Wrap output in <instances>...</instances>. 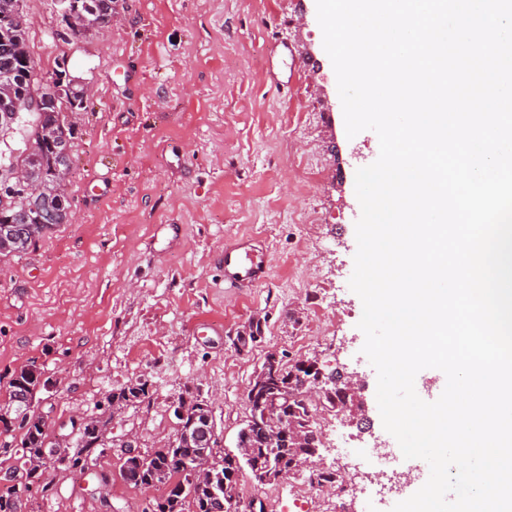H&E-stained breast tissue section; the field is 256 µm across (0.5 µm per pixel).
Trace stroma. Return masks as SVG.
Returning a JSON list of instances; mask_svg holds the SVG:
<instances>
[{"label": "stroma", "instance_id": "1", "mask_svg": "<svg viewBox=\"0 0 512 512\" xmlns=\"http://www.w3.org/2000/svg\"><path fill=\"white\" fill-rule=\"evenodd\" d=\"M24 9L41 77L67 63L90 94L72 117V222L0 258V404L27 365L49 380L35 408L53 432L101 414L130 383L149 387L108 424L115 449L90 472L46 463L54 493L32 492L26 512H142L160 492L122 480L119 445L135 436L146 454L174 440V407L193 392L211 400L234 449L270 351L358 372L368 411L349 432L358 447L384 441L363 305L349 287L355 173L377 159L379 139L346 135L316 0H119L120 21L87 37L71 34L53 0ZM284 46L305 69L275 87L266 68ZM239 238L263 244L270 267L244 293L224 282V246ZM256 319L263 342L237 353L233 336ZM323 457L355 485L347 512H372L367 467L332 449ZM301 482L239 477L243 498L268 512H300Z\"/></svg>", "mask_w": 512, "mask_h": 512}]
</instances>
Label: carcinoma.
<instances>
[{"mask_svg": "<svg viewBox=\"0 0 512 512\" xmlns=\"http://www.w3.org/2000/svg\"><path fill=\"white\" fill-rule=\"evenodd\" d=\"M107 0H79V6L68 22L73 31H92L105 27L108 12L103 8ZM28 49L27 26L13 27L0 19V86L10 84L13 97L8 103L22 107L32 92L41 89L31 82L28 74L36 68L33 57L24 51ZM54 126L57 139L73 143L75 126L64 113L52 116L46 112H21L7 132L12 134L9 143L0 140V220H9L23 215L47 211L46 202L56 199L54 169L60 164V156L45 141L46 128ZM23 170L39 187V194L30 199L3 190V183L16 170ZM62 223L57 218L41 226V232L33 240L23 242L13 254H25L36 243ZM262 365L267 367L263 381L254 374L249 382L247 394L248 416L238 436L244 452L230 453L218 446V438H210L206 447V460L213 479L195 483L191 480V469L199 458L200 446L186 440L185 435L194 433L204 423L208 410L203 408L204 400L194 398L187 408L186 416L177 418L176 437L173 442L152 453L126 459L121 466L122 479L143 489L161 486L164 493L152 500L150 512H185L186 506H193V512H210L214 496L224 497L227 512H245L239 507L243 500L238 489L239 473L248 469L255 480L263 481V475L270 472L293 470L306 460L312 449L318 446L312 432L304 431L299 437L286 438L274 434L281 417L286 416L298 424L311 418L314 406L306 397V371L298 364H290L283 358L266 355ZM25 387L30 396L46 386L42 372L35 366H28L14 373L9 382V401L0 413V423L7 429L22 431L21 445L8 443L0 445V455L13 460L12 466L0 478V512H21L25 498L35 484L41 486V493L52 491L51 482L42 479L45 465L43 451L56 445L46 428L43 418L36 411L30 416L18 418L15 406V385ZM118 400L131 403L144 402L149 398V389L144 382L130 384L112 394ZM108 421L100 427L79 434L78 451L74 459L79 462L77 471L84 472L95 465L97 459L108 448L105 430Z\"/></svg>", "mask_w": 512, "mask_h": 512, "instance_id": "obj_1", "label": "carcinoma"}]
</instances>
